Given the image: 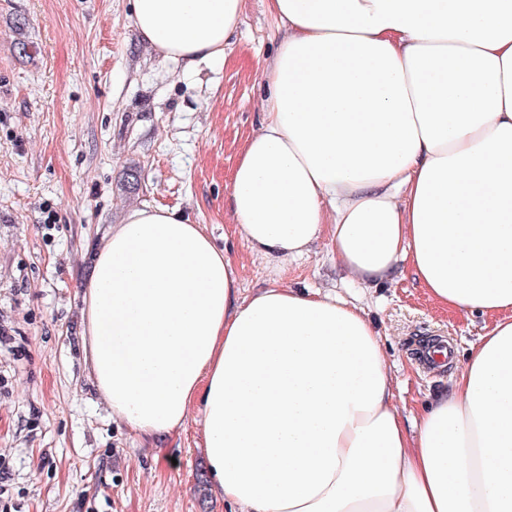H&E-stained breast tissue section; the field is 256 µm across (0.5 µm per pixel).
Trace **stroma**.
<instances>
[{
    "label": "stroma",
    "instance_id": "obj_1",
    "mask_svg": "<svg viewBox=\"0 0 512 512\" xmlns=\"http://www.w3.org/2000/svg\"><path fill=\"white\" fill-rule=\"evenodd\" d=\"M278 41L267 0H244L223 66L188 72L139 41L130 0H0V512H228L205 483L200 411L147 444L94 391L82 289L106 233L144 204L205 225L244 295L270 280L234 234L230 180ZM281 283L366 310L407 415L456 370L419 365L421 338L446 337L462 360L486 324L438 307L405 270L350 282L325 238Z\"/></svg>",
    "mask_w": 512,
    "mask_h": 512
}]
</instances>
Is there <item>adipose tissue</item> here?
<instances>
[{
    "label": "adipose tissue",
    "instance_id": "obj_1",
    "mask_svg": "<svg viewBox=\"0 0 512 512\" xmlns=\"http://www.w3.org/2000/svg\"><path fill=\"white\" fill-rule=\"evenodd\" d=\"M282 34L231 176L236 234L275 275L251 296L206 227L144 205L83 290V343L142 441L200 407L232 512H512V0H268ZM243 0H131L142 42L223 63ZM329 237L354 281L408 263L488 317L428 408L394 401L362 307L281 285Z\"/></svg>",
    "mask_w": 512,
    "mask_h": 512
}]
</instances>
